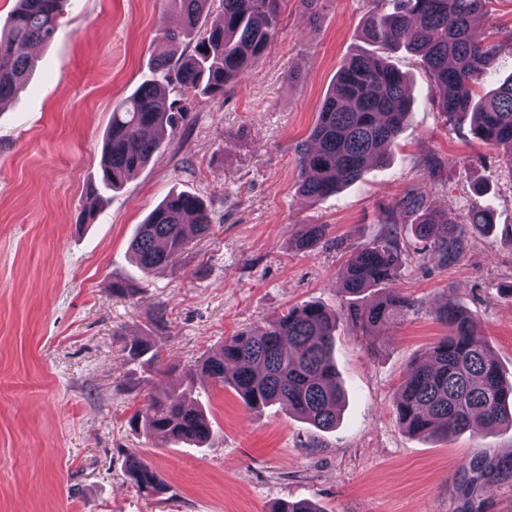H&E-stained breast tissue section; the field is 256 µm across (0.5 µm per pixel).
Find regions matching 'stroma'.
Wrapping results in <instances>:
<instances>
[{
    "label": "stroma",
    "instance_id": "1",
    "mask_svg": "<svg viewBox=\"0 0 512 512\" xmlns=\"http://www.w3.org/2000/svg\"><path fill=\"white\" fill-rule=\"evenodd\" d=\"M280 0L265 55L223 96L195 97L150 163L97 202L113 108L154 67L163 30L182 26L174 0H68L51 42L16 98L0 104V512H273L305 499L323 512H512V478L480 484L471 463L512 457V428L441 438L408 434L394 410L404 374L446 334L433 311L453 299L512 375V171L506 149L446 121L414 55L392 63L409 80L411 112L389 166L338 193L299 192L298 147L346 58L369 51L368 0ZM199 196L212 219L164 271L144 275L129 244L169 191ZM467 219L490 207L496 229L468 235L444 261L418 239L408 197ZM92 223L79 225L82 212ZM325 224L312 251L300 225ZM391 226L397 285L417 310L367 349L348 322L333 356L345 390L327 432L287 406L248 409L206 384L212 433L203 447L144 437L128 420L147 391L184 386L190 367L227 336L289 308H339L346 260ZM127 280L136 293L112 294ZM134 336L159 360L130 359ZM143 455L167 489L140 494L127 456Z\"/></svg>",
    "mask_w": 512,
    "mask_h": 512
}]
</instances>
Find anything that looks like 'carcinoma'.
I'll use <instances>...</instances> for the list:
<instances>
[{
  "mask_svg": "<svg viewBox=\"0 0 512 512\" xmlns=\"http://www.w3.org/2000/svg\"><path fill=\"white\" fill-rule=\"evenodd\" d=\"M7 24L0 28V103L27 82L31 57L18 48L51 41L67 0H15ZM183 16L182 31L162 33L163 49L152 77L112 110L104 136L100 181L108 189L122 187L157 151L169 127L188 114L191 98L215 97L264 54L279 23L280 0H222L215 16L205 13L209 0H175ZM373 5L363 36L374 50L355 54L339 67L330 93L306 144L299 151L301 195L318 198L353 184L373 167L387 165L409 113L404 75L385 53L400 43L419 55L434 83L440 112L449 122L472 113V134L486 145L508 147L512 166V79L493 94L473 103L474 86L493 69L500 42L483 44L473 32L493 0H398L390 13ZM194 35L191 53L172 64L184 35ZM413 232L437 254L456 259L468 232L493 225L487 209L472 210L462 224L445 210L423 207ZM199 234L211 227V216L195 195L169 193L131 240L130 250L141 271L150 275L168 265L187 243L185 225ZM327 225L306 224L295 245L312 250L326 236ZM399 246L386 231L349 258L343 289L352 299L335 310L318 304L292 308L259 329H244L224 339L216 352L186 374L180 391L149 392L129 424L145 434L175 442L201 444L210 424L195 387V374L233 389L246 407L286 404L320 430L336 426L342 390L331 360L336 323L347 321L376 349V335L405 321L415 301L396 286ZM375 288L376 298L359 295ZM436 318L449 334L412 367L394 402L399 424L410 434L441 436L512 428V379L505 376L471 318L444 299ZM133 358H158L154 346L135 336L127 344ZM127 473L139 493L155 497L166 491L159 474L139 455L127 459ZM276 512H323L307 500L287 501Z\"/></svg>",
  "mask_w": 512,
  "mask_h": 512,
  "instance_id": "obj_1",
  "label": "carcinoma"
}]
</instances>
